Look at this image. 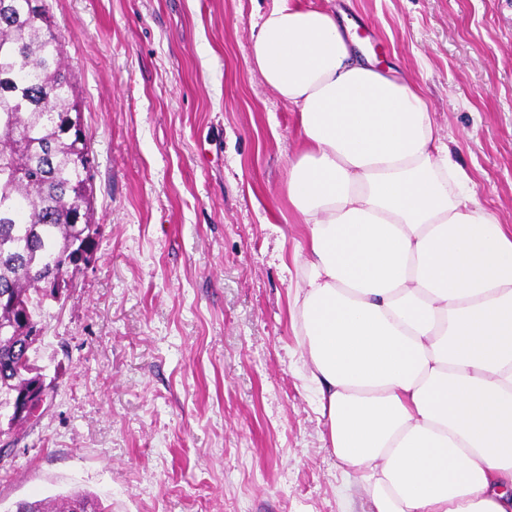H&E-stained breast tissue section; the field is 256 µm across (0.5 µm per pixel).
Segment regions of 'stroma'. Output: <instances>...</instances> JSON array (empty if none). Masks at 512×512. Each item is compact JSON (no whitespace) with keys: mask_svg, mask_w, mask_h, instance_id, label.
<instances>
[{"mask_svg":"<svg viewBox=\"0 0 512 512\" xmlns=\"http://www.w3.org/2000/svg\"><path fill=\"white\" fill-rule=\"evenodd\" d=\"M417 83L512 225V0H331ZM90 141L94 236L45 303L54 384L1 437L0 512L74 490L112 512H364L325 442L294 297L298 114L247 65L269 0H47Z\"/></svg>","mask_w":512,"mask_h":512,"instance_id":"35a3bbf8","label":"stroma"}]
</instances>
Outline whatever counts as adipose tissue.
Here are the masks:
<instances>
[{"mask_svg":"<svg viewBox=\"0 0 512 512\" xmlns=\"http://www.w3.org/2000/svg\"><path fill=\"white\" fill-rule=\"evenodd\" d=\"M248 65L307 145L295 308L345 475L367 512H512V225L346 13L273 0Z\"/></svg>","mask_w":512,"mask_h":512,"instance_id":"ef3b65f1","label":"adipose tissue"}]
</instances>
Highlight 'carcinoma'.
<instances>
[{
    "label": "carcinoma",
    "instance_id": "obj_1",
    "mask_svg": "<svg viewBox=\"0 0 512 512\" xmlns=\"http://www.w3.org/2000/svg\"><path fill=\"white\" fill-rule=\"evenodd\" d=\"M76 88L45 0H0V413L37 376L29 340L47 293L48 267L75 283L87 261L78 244L93 222L92 159L84 128H71ZM15 512H112L80 491Z\"/></svg>",
    "mask_w": 512,
    "mask_h": 512
}]
</instances>
